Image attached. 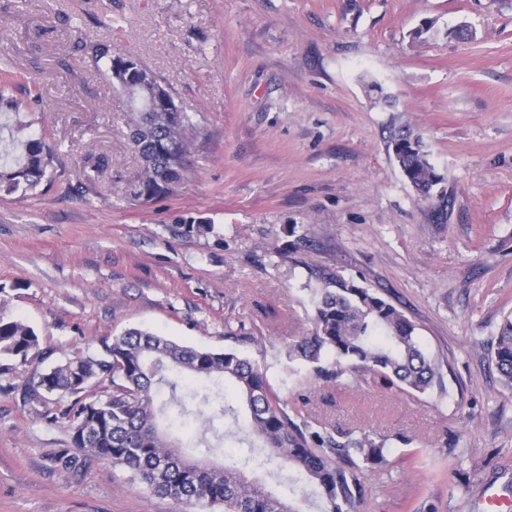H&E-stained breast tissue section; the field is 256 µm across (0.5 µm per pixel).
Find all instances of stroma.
<instances>
[{"label": "stroma", "instance_id": "stroma-1", "mask_svg": "<svg viewBox=\"0 0 512 512\" xmlns=\"http://www.w3.org/2000/svg\"><path fill=\"white\" fill-rule=\"evenodd\" d=\"M433 19L437 33L411 32ZM466 27L470 38L454 32ZM147 64L195 125L190 172L146 202L104 62ZM39 84L31 124L61 164L0 193V315L64 353L130 328L258 365L288 412L387 440L355 512H480L512 502V390L492 361L512 313V0H0V67ZM422 133L444 175L435 215L395 163L391 126ZM213 234L197 236L185 224ZM329 267L417 327L445 392L329 387L288 347L313 329L303 285ZM41 364L0 377V512H224L152 493L108 461L67 467L66 406L26 404Z\"/></svg>", "mask_w": 512, "mask_h": 512}]
</instances>
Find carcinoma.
I'll return each instance as SVG.
<instances>
[{
  "label": "carcinoma",
  "instance_id": "cac0c4a2",
  "mask_svg": "<svg viewBox=\"0 0 512 512\" xmlns=\"http://www.w3.org/2000/svg\"><path fill=\"white\" fill-rule=\"evenodd\" d=\"M105 61L123 97L128 139L140 163L131 194L146 202L168 196L187 173L193 118L183 111L165 82L136 57L112 52L109 43L90 45ZM21 75L0 71V112H39L42 99L13 96ZM394 159L418 195L443 214L448 196L443 175L430 162L420 134L407 127L389 136ZM57 146L45 133H30L20 152L0 165V191L35 192L52 181ZM303 290L312 297L313 331L290 346L288 356L311 365L314 375L335 387L345 376L381 387L425 393L445 391L437 362L422 346L416 326L378 293L330 268L311 273ZM35 330L19 318L0 315V374L10 363L50 358ZM501 383L512 389V314L504 317L493 358ZM107 379L112 393L89 399L87 389ZM231 386L246 406L249 446L232 463L215 467L207 456L221 449L226 431L224 387ZM31 401L46 394L72 401L53 417L71 433L74 455L59 461L105 460L126 468L156 494L178 502L224 505V512H353L365 495L360 473L387 464L386 441L366 433L329 429L318 422L296 423L266 375L234 350L216 352L177 343L157 333L129 329L73 351L37 375L25 390ZM175 407L182 426L196 424L193 458L185 445L170 440L159 419ZM288 472V494L278 495L253 477Z\"/></svg>",
  "mask_w": 512,
  "mask_h": 512
}]
</instances>
